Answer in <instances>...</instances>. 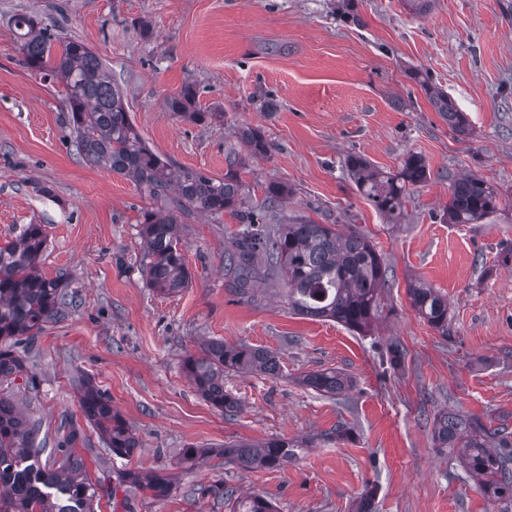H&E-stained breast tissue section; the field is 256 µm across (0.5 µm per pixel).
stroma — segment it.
<instances>
[{
	"mask_svg": "<svg viewBox=\"0 0 512 512\" xmlns=\"http://www.w3.org/2000/svg\"><path fill=\"white\" fill-rule=\"evenodd\" d=\"M18 14L88 44L144 142L174 167L220 179L237 155L239 206L178 226L191 274L181 292L147 285L140 229L154 203L78 156L65 89L28 65L11 23ZM418 70L454 99L470 138L434 111ZM188 84L204 121L167 109ZM247 126L261 130L267 154L243 147ZM410 153L429 176L394 223L359 193L344 161L359 154L393 172ZM471 173L500 194L494 223L445 217L451 182ZM272 182L288 189L276 204L266 199ZM247 211L266 224L306 219L368 235L391 276L371 333L289 313L276 282L240 300L224 255ZM29 224L46 235L39 269L68 273L76 306L47 323L11 388L47 446L64 421L80 422L79 452L104 486L95 512H229L202 493L218 480L276 512H357L368 491L375 512H512L488 501L433 437L444 408L512 431V0H434L422 16L405 0H0V247ZM415 281L446 296L447 331L412 308ZM209 338L275 352L282 376H225L241 408L224 416L183 371ZM326 368L351 387L330 396L303 385ZM30 372L38 390L26 387ZM84 379L138 438L130 462L109 460L84 423ZM340 426L348 438L324 442ZM274 437L309 446L279 469L220 456L189 472L176 464L184 448ZM127 467L170 474L178 490L163 501L135 489L111 495Z\"/></svg>",
	"mask_w": 512,
	"mask_h": 512,
	"instance_id": "stroma-1",
	"label": "stroma"
}]
</instances>
